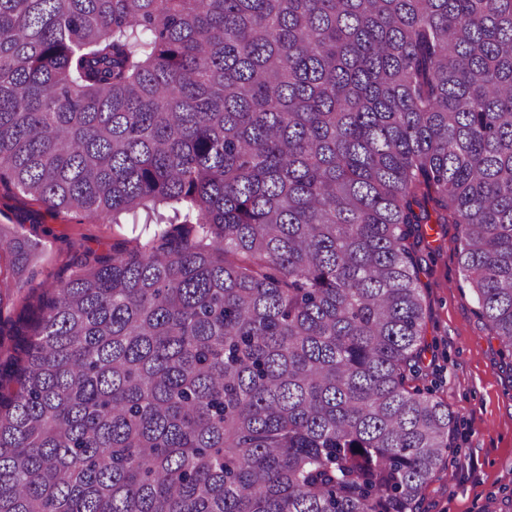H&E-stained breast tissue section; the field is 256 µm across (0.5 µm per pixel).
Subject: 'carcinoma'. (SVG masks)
Masks as SVG:
<instances>
[{
  "instance_id": "obj_1",
  "label": "carcinoma",
  "mask_w": 512,
  "mask_h": 512,
  "mask_svg": "<svg viewBox=\"0 0 512 512\" xmlns=\"http://www.w3.org/2000/svg\"><path fill=\"white\" fill-rule=\"evenodd\" d=\"M2 182L163 228L0 361V512H417L426 226L512 359V0H0Z\"/></svg>"
}]
</instances>
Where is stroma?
Returning a JSON list of instances; mask_svg holds the SVG:
<instances>
[{"instance_id": "35a3bbf8", "label": "stroma", "mask_w": 512, "mask_h": 512, "mask_svg": "<svg viewBox=\"0 0 512 512\" xmlns=\"http://www.w3.org/2000/svg\"><path fill=\"white\" fill-rule=\"evenodd\" d=\"M0 224L18 226L44 249L24 285L0 311V359L13 352L19 327L33 328L53 284L87 250L111 253L153 233L144 216L90 224L78 214L47 210L13 186L0 184ZM458 228L447 224L430 238L419 275L426 307L421 386L447 405L452 449L421 497V512H499L512 497V363L485 321L459 264Z\"/></svg>"}]
</instances>
